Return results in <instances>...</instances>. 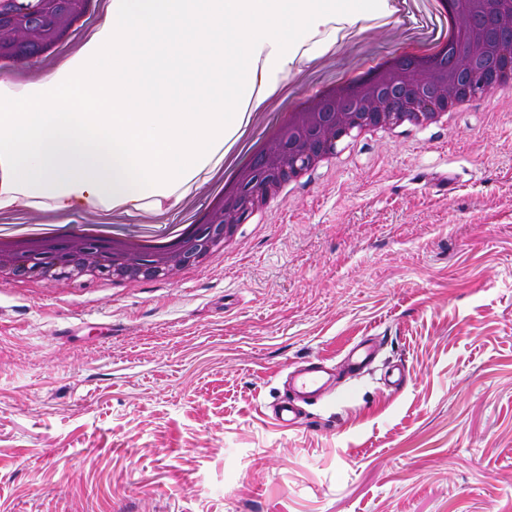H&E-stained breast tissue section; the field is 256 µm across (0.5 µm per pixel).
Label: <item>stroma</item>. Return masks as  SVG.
<instances>
[{"label":"stroma","instance_id":"35a3bbf8","mask_svg":"<svg viewBox=\"0 0 512 512\" xmlns=\"http://www.w3.org/2000/svg\"><path fill=\"white\" fill-rule=\"evenodd\" d=\"M378 20H316L271 74L264 121L289 97L362 74L448 28L443 0H383ZM39 60L0 93L50 80ZM321 169L246 218L235 245L177 277L50 284L0 276V512H512V100L448 126L338 142ZM221 149L173 181L171 205L129 203L120 228L202 221ZM76 235L106 200L6 210ZM378 337L371 371L308 407L263 411L289 363H338ZM404 365L398 392L385 372ZM270 415L281 426L295 427L303 423V411L295 399H280L270 410Z\"/></svg>","mask_w":512,"mask_h":512}]
</instances>
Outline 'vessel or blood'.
Returning a JSON list of instances; mask_svg holds the SVG:
<instances>
[{
    "label": "vessel or blood",
    "instance_id": "b4317fda",
    "mask_svg": "<svg viewBox=\"0 0 512 512\" xmlns=\"http://www.w3.org/2000/svg\"><path fill=\"white\" fill-rule=\"evenodd\" d=\"M375 356L376 348L368 340L353 342L344 353L343 369L350 377H360L370 368ZM288 380L293 391L292 397L280 399L271 407L270 414L280 425L295 427L303 422L300 400L324 396L334 377L326 364L318 360L291 365Z\"/></svg>",
    "mask_w": 512,
    "mask_h": 512
}]
</instances>
